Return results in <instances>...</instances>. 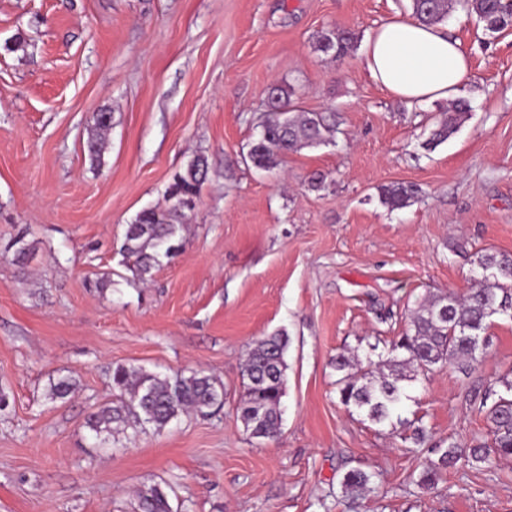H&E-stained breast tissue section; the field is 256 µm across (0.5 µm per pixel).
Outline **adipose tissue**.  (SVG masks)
I'll list each match as a JSON object with an SVG mask.
<instances>
[{"label":"adipose tissue","instance_id":"obj_1","mask_svg":"<svg viewBox=\"0 0 512 512\" xmlns=\"http://www.w3.org/2000/svg\"><path fill=\"white\" fill-rule=\"evenodd\" d=\"M362 63L374 81L410 106L456 99L472 80L469 56L447 26L409 15L395 16L369 35Z\"/></svg>","mask_w":512,"mask_h":512}]
</instances>
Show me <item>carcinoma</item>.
I'll return each instance as SVG.
<instances>
[{"instance_id":"1","label":"carcinoma","mask_w":512,"mask_h":512,"mask_svg":"<svg viewBox=\"0 0 512 512\" xmlns=\"http://www.w3.org/2000/svg\"><path fill=\"white\" fill-rule=\"evenodd\" d=\"M456 6L476 16L486 33L494 35L512 29V5L507 0H409L414 18L438 24ZM357 43L354 33L327 28L318 33L315 48L340 59ZM274 103L266 110L259 137L250 143L245 160L253 167L273 173L289 154L331 140L335 125L327 112L300 110L291 99L292 91L273 87ZM470 107L455 100L426 141L431 149L451 138L468 118ZM112 115L99 112L87 141L92 161L100 162L103 134ZM208 174L204 155L191 158L175 173L166 191V206L140 211L127 225L122 253L134 259L132 272L140 281L148 280L160 259L174 256L182 247L181 228L187 212L195 207ZM419 188L410 183H393L380 188V198L390 210L411 206ZM475 287L464 296L445 292L430 296L407 316L406 328L390 343L388 357L365 362L357 356L340 354L336 381L342 404L352 406L372 422L391 419L403 395L402 382L414 381L444 367L467 370L485 354L476 338L496 316L512 317V256L485 253L478 257ZM288 339L282 333L264 336L249 348L242 369L246 397L235 408L236 416L250 436L274 439L280 432L282 398L285 393ZM503 392L492 403L488 397H473L475 409L486 422L490 443L452 440L436 449L437 459L428 460L416 483L430 488L448 469L460 462L492 468L501 459L512 457V379H501ZM112 388L118 391L110 404L92 413L87 427L96 440L104 441L120 428L133 429L149 424L160 430L188 412L213 413L224 405V385L217 378L198 371L161 376L140 368L118 365L112 369ZM74 390L66 377L49 380L47 397L64 399ZM375 489L373 475L362 470L347 471L341 481V498L350 509L360 506ZM137 512H172L168 493L154 484L140 489Z\"/></svg>"}]
</instances>
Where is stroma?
Returning a JSON list of instances; mask_svg holds the SVG:
<instances>
[{
	"label": "stroma",
	"instance_id": "stroma-1",
	"mask_svg": "<svg viewBox=\"0 0 512 512\" xmlns=\"http://www.w3.org/2000/svg\"><path fill=\"white\" fill-rule=\"evenodd\" d=\"M401 11L398 0H0V512H135L153 482L171 487L175 512H344L352 469L377 484L362 512H512V458L458 465L422 489L412 475L427 450L408 440L419 425L433 445L486 439L470 400L512 378V319H493L472 371L405 383L398 425L339 400L337 355L380 360L408 309L465 294L481 253L512 254V30L491 37L449 12L470 52L471 112L429 150L447 101L406 106L360 65L369 34ZM329 27L358 37L343 59L314 48ZM274 85L335 113L337 133L267 173L244 157ZM100 112L112 122L96 166L86 142ZM198 153L209 171L184 246L139 281L126 226L163 205ZM392 182L420 186L419 200L389 210L379 188ZM106 272L111 286L96 288ZM278 331L281 432L258 440L235 415L242 367ZM119 364L213 375L224 407L96 444L86 421L113 401ZM61 376L75 391L49 400Z\"/></svg>",
	"mask_w": 512,
	"mask_h": 512
}]
</instances>
